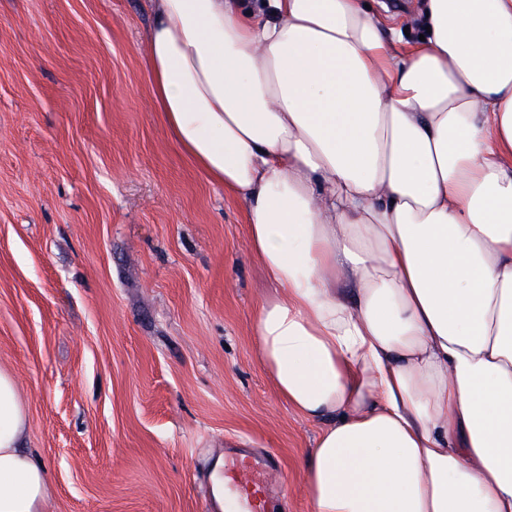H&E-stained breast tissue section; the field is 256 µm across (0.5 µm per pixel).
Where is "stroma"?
I'll use <instances>...</instances> for the list:
<instances>
[{
  "mask_svg": "<svg viewBox=\"0 0 512 512\" xmlns=\"http://www.w3.org/2000/svg\"><path fill=\"white\" fill-rule=\"evenodd\" d=\"M143 0H0V368L46 512H213L228 447L274 460L269 512H310L319 422L256 356L278 294L244 207L150 96Z\"/></svg>",
  "mask_w": 512,
  "mask_h": 512,
  "instance_id": "obj_1",
  "label": "stroma"
}]
</instances>
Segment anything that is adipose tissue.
<instances>
[{
  "mask_svg": "<svg viewBox=\"0 0 512 512\" xmlns=\"http://www.w3.org/2000/svg\"><path fill=\"white\" fill-rule=\"evenodd\" d=\"M148 0L152 100L282 295L257 357L322 428L311 512H512V0ZM0 370V512L48 471ZM382 3L387 10L381 9L376 3ZM374 7L380 17L389 25L409 28L412 36H417L421 30L418 27V15L421 0H379Z\"/></svg>",
  "mask_w": 512,
  "mask_h": 512,
  "instance_id": "1",
  "label": "adipose tissue"
}]
</instances>
